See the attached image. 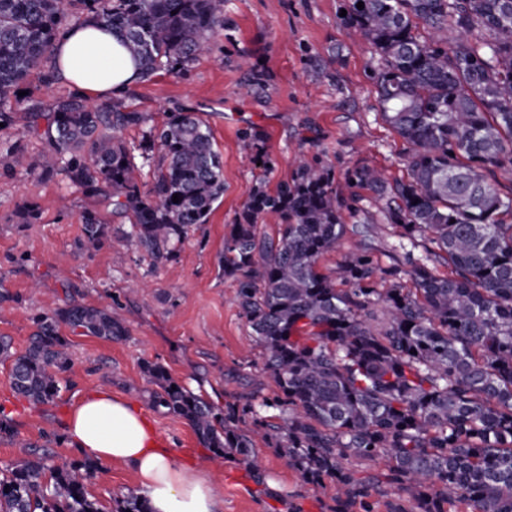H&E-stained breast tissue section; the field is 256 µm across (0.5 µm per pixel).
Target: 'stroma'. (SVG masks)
<instances>
[{
	"mask_svg": "<svg viewBox=\"0 0 512 512\" xmlns=\"http://www.w3.org/2000/svg\"><path fill=\"white\" fill-rule=\"evenodd\" d=\"M343 0H227L228 28L212 41L209 54L181 72L161 70L127 92L126 104L143 112L141 126L125 129L129 148H139L150 128L181 108L197 111L210 127L224 162V194L206 224L190 232L176 256L152 260L128 250L122 236L127 218L107 214L112 241L99 251L81 250L85 211L103 210L99 198L84 195L63 176L6 171L12 149L40 160L48 145L43 133L27 131L26 104L14 107L11 124L0 127V336L23 352L36 315L68 303L109 308L124 322L127 336L106 341L63 329L71 367L62 375L58 398L36 405L10 383V360L0 357V418L11 429L0 436V468L15 463L22 447L48 452L55 464L84 461L69 442L66 421L87 394L107 390L143 410L177 462L208 473L224 503L223 512H331L333 489L305 491L286 457L263 441L253 450L255 468L233 458L215 460L188 421L154 408V389L144 363L165 366L174 380L219 404L244 403L264 358L234 301L236 283L224 274V236L259 183L275 189L290 179L296 156L332 166L343 179L355 165L406 177L402 139L383 121L371 78V48L346 26ZM264 75L263 87L242 96L250 65ZM326 78L316 79L317 68ZM254 127L274 166H257L240 133ZM36 215L22 222L23 206ZM342 250L362 239L381 257L396 230L386 224L347 221ZM89 495L112 512L117 500L138 494L134 470L101 464L87 485Z\"/></svg>",
	"mask_w": 512,
	"mask_h": 512,
	"instance_id": "35a3bbf8",
	"label": "stroma"
}]
</instances>
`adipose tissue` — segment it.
Listing matches in <instances>:
<instances>
[{
  "mask_svg": "<svg viewBox=\"0 0 512 512\" xmlns=\"http://www.w3.org/2000/svg\"><path fill=\"white\" fill-rule=\"evenodd\" d=\"M55 55L57 77L88 99L122 96L141 80L131 53L93 20L65 29L56 40ZM67 430L84 454L129 464L149 512H221L208 474L175 462L129 401L106 390L89 394L71 412Z\"/></svg>",
  "mask_w": 512,
  "mask_h": 512,
  "instance_id": "obj_1",
  "label": "adipose tissue"
}]
</instances>
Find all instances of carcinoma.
<instances>
[{
	"instance_id": "carcinoma-1",
	"label": "carcinoma",
	"mask_w": 512,
	"mask_h": 512,
	"mask_svg": "<svg viewBox=\"0 0 512 512\" xmlns=\"http://www.w3.org/2000/svg\"><path fill=\"white\" fill-rule=\"evenodd\" d=\"M224 3L0 0V123L12 121L32 73L46 88L55 81L44 63L75 10L78 21L112 30L147 79L209 52ZM344 9L377 59L380 111L405 144L407 178L391 182L357 164L338 184L331 167L301 160L275 190L258 185L228 225L224 275L262 349L252 381L268 395L221 409L148 362L152 404L187 420L214 456L250 468L254 438L267 441L302 486L334 487V512H373L387 487L396 495L389 512H512V190L497 179L512 176V0H346ZM420 24L451 37L427 39ZM42 117L48 153L34 163L17 148L4 166L60 174L110 202L131 217L127 246L156 261L175 256L224 193L222 157L192 111L170 113L140 146L146 160L156 147L162 153L146 191L120 138L145 123L143 113L121 98L92 107L72 94L48 114L31 103L32 130ZM362 190L383 223L402 229L392 263L382 268L357 242L328 276L319 263L347 233L342 209L373 218L359 206ZM267 213L281 221L273 236L258 228ZM110 239L99 215L86 213L81 248ZM440 257L446 276L434 270ZM380 274L389 287H376ZM378 313L383 325L374 328ZM35 325L22 353L1 337L0 356L12 360L15 392L39 405L59 396L70 367L61 327L111 341L128 335L110 310L87 305L40 314ZM262 408L279 410V422ZM353 459L386 469L361 476ZM96 471L90 461L55 465L26 451L0 473V512H105L86 488Z\"/></svg>"
}]
</instances>
